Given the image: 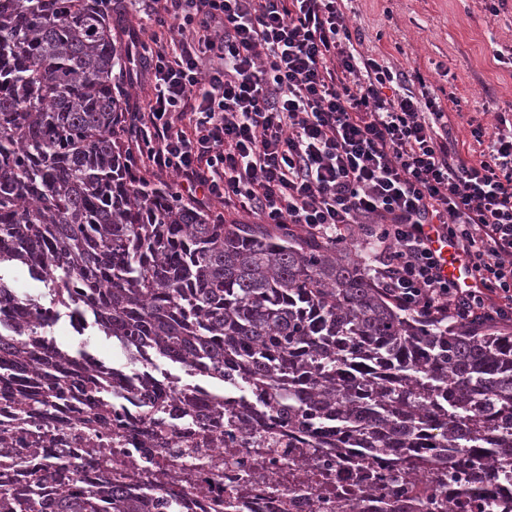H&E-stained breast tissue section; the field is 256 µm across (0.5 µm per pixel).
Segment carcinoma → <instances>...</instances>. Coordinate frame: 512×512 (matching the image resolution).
Masks as SVG:
<instances>
[{
	"mask_svg": "<svg viewBox=\"0 0 512 512\" xmlns=\"http://www.w3.org/2000/svg\"><path fill=\"white\" fill-rule=\"evenodd\" d=\"M112 0H0V272L42 261L45 297L89 299L119 345L238 383L240 421L309 425L295 448L390 453L409 466L505 474L512 493V335L427 320L377 287L353 248L272 224H226L153 187L112 140L129 96ZM38 344L0 337L4 362L46 381ZM446 497L484 491L444 482ZM146 512L118 488L46 500L0 483V512Z\"/></svg>",
	"mask_w": 512,
	"mask_h": 512,
	"instance_id": "obj_1",
	"label": "carcinoma"
}]
</instances>
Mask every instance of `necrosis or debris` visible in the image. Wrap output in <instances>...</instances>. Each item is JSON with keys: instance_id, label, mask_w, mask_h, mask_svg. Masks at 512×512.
I'll return each mask as SVG.
<instances>
[{"instance_id": "1", "label": "necrosis or debris", "mask_w": 512, "mask_h": 512, "mask_svg": "<svg viewBox=\"0 0 512 512\" xmlns=\"http://www.w3.org/2000/svg\"><path fill=\"white\" fill-rule=\"evenodd\" d=\"M35 273L50 276L40 263L0 282V332L13 331L24 308L38 311L44 329L56 331V305L27 290ZM57 385L58 394L40 411L0 395V440L15 449L0 456V479L10 485L39 479L50 498L68 488L112 485L136 497L149 471L156 492L148 512H224L229 500L234 512H373L379 497L409 486L419 499L437 500L428 512H466L456 500H442L435 471L409 470L399 486H383L388 455H365L351 472L342 449L289 447L287 434L271 433L261 417L248 419L246 438L226 443L224 416L237 412V396H219L147 357L134 367L109 365L87 350L60 371ZM150 396L185 401L190 411L148 413ZM186 472L193 481L179 483ZM173 486L174 496L168 493Z\"/></svg>"}]
</instances>
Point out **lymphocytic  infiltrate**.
<instances>
[{
    "instance_id": "f902f5d3",
    "label": "lymphocytic infiltrate",
    "mask_w": 512,
    "mask_h": 512,
    "mask_svg": "<svg viewBox=\"0 0 512 512\" xmlns=\"http://www.w3.org/2000/svg\"><path fill=\"white\" fill-rule=\"evenodd\" d=\"M345 0H141L128 55L147 81L113 134L138 175L260 224L374 250L398 305L460 324L512 322V126L471 135L420 72L357 48ZM456 245L475 287L440 271Z\"/></svg>"
}]
</instances>
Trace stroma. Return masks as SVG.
I'll return each instance as SVG.
<instances>
[{
    "mask_svg": "<svg viewBox=\"0 0 512 512\" xmlns=\"http://www.w3.org/2000/svg\"><path fill=\"white\" fill-rule=\"evenodd\" d=\"M485 0H353L350 29L363 49L405 70L419 69L428 86L453 93L452 135L462 156L479 157L472 123L495 130L496 113L512 106V67L494 52L512 54V0L490 15Z\"/></svg>",
    "mask_w": 512,
    "mask_h": 512,
    "instance_id": "obj_1",
    "label": "stroma"
}]
</instances>
